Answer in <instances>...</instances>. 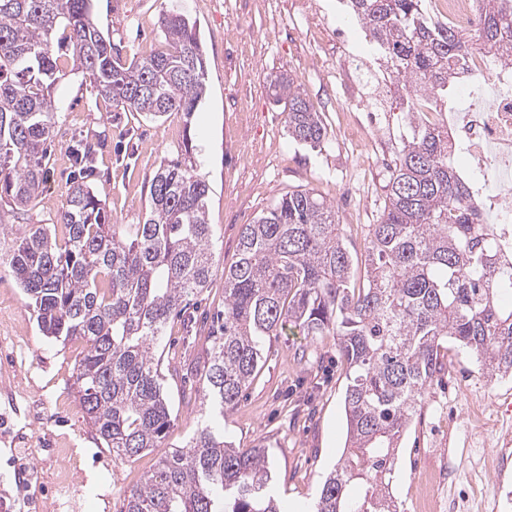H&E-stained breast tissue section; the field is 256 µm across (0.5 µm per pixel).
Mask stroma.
Wrapping results in <instances>:
<instances>
[{
  "mask_svg": "<svg viewBox=\"0 0 512 512\" xmlns=\"http://www.w3.org/2000/svg\"><path fill=\"white\" fill-rule=\"evenodd\" d=\"M224 2L93 0L105 35L127 60L146 57L160 47L163 12H181L196 21L208 63L207 93L193 117L170 112L152 120L116 110L72 63H65L55 93L58 120L46 182L29 212L31 223L54 225L56 235H63L56 217L66 200L71 150L79 140L97 134L104 146L90 180L94 191L104 200L112 223H142L154 173L162 162L180 154L185 141H192L197 171L210 187L208 222L218 259L209 286L196 303L200 316L224 308V269L237 257L242 226L253 223L287 192L308 191L332 203L351 253L363 258L368 227L383 214L388 167L402 138L411 133L408 118L399 110L398 91L368 81V73L385 63L364 32L344 21L340 0H316L321 15L337 30L340 58L332 83L321 88L313 84L299 56L302 45L313 41L308 19L288 18L287 35L274 40L265 57L257 58L237 49L234 36L225 30ZM286 73L294 76L327 127L317 147L289 137L288 115L269 92L271 83ZM238 88L254 92V111L245 126L232 110ZM361 125L375 131L374 143L352 136V129ZM246 146L258 158L251 168L245 167L241 153ZM0 299L11 302L15 330L29 339L25 349L0 345V386L22 382L28 395L47 405L43 424L32 430L0 402V485L10 483L13 468L30 467L38 470L43 491H50L58 467L51 450L66 443L75 448L83 473L78 512H120L125 490L141 483L155 454L118 461L100 448L77 395L76 362L84 342L62 343L42 336L6 267L0 268ZM208 335L205 324L192 334L178 321L166 329L165 362L188 371L169 387L173 415L168 446L184 445L200 419L199 381L193 368L204 362ZM263 354L261 370L218 427L237 447L266 449L277 496L310 504L322 477L342 453L345 364L335 337L312 341L292 327L267 338ZM447 362L449 373L434 380L421 396V419L402 441L392 481L399 512H417L412 485L425 449L456 448L467 460L476 461L495 454L501 428L512 430V411L487 413L480 430L469 416L476 395L512 402V378H488L475 355L462 348H451ZM450 492L478 500L480 512H512V460L505 470L479 472L454 484Z\"/></svg>",
  "mask_w": 512,
  "mask_h": 512,
  "instance_id": "stroma-1",
  "label": "stroma"
}]
</instances>
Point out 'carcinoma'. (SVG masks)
I'll return each mask as SVG.
<instances>
[{
	"label": "carcinoma",
	"mask_w": 512,
	"mask_h": 512,
	"mask_svg": "<svg viewBox=\"0 0 512 512\" xmlns=\"http://www.w3.org/2000/svg\"><path fill=\"white\" fill-rule=\"evenodd\" d=\"M425 2L349 0L412 122L426 99L453 103L470 42L512 67V0H477L470 32L440 22ZM59 27L67 35L55 45ZM161 29L162 48L126 63L91 0H0V207L18 223L43 188L62 52L113 107L192 118L207 91L197 24L169 11ZM271 92L285 104L289 136L321 143L325 125L294 78L281 77ZM411 131L389 167L362 276L353 275L335 207L306 191L281 196L244 225L237 260L224 269V324L200 374L212 411L222 416L238 403L261 365L264 338L289 324L304 336L336 337L348 367L345 444L313 512H397L389 487L402 439L448 344L473 352L488 377L512 376V302L502 299L512 292V261L500 255L493 225L474 220V185L451 163L447 129ZM96 144L77 153L81 176L57 216L64 243L49 225L30 224L0 247V266L11 269L44 336L85 342L79 402L101 447L115 460L158 452L121 512H283L265 449L238 448L208 424L181 448L166 443L172 419L154 350L170 318L208 287L216 257L209 185L191 161L192 139L155 172L141 224L109 223L86 181Z\"/></svg>",
	"instance_id": "cac0c4a2"
}]
</instances>
